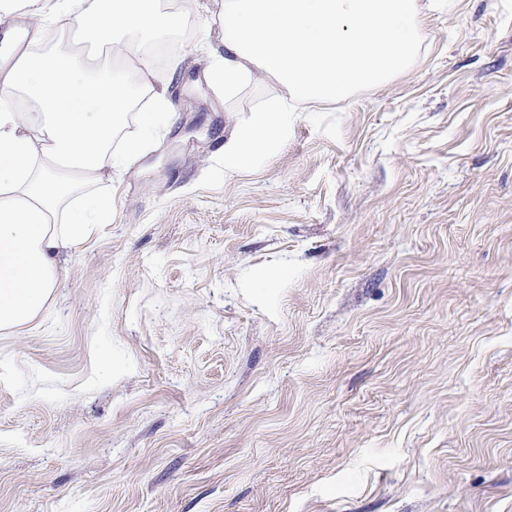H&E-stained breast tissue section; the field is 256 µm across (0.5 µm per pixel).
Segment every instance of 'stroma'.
<instances>
[{
	"instance_id": "obj_1",
	"label": "stroma",
	"mask_w": 512,
	"mask_h": 512,
	"mask_svg": "<svg viewBox=\"0 0 512 512\" xmlns=\"http://www.w3.org/2000/svg\"><path fill=\"white\" fill-rule=\"evenodd\" d=\"M187 2L166 134L0 330V512H512V0H420L406 73L231 171L281 87L216 91Z\"/></svg>"
}]
</instances>
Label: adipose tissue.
<instances>
[{"label":"adipose tissue","mask_w":512,"mask_h":512,"mask_svg":"<svg viewBox=\"0 0 512 512\" xmlns=\"http://www.w3.org/2000/svg\"><path fill=\"white\" fill-rule=\"evenodd\" d=\"M12 14L36 26L26 46L0 45V330L37 318L62 255L100 222L107 202L84 185L126 170L164 128L171 86L154 83L145 48L183 23L170 0H0ZM218 18L207 80L228 97L260 76L283 90L225 141L229 170L281 138L299 108L407 72L424 28L419 0H221ZM143 99L140 138L113 149Z\"/></svg>","instance_id":"adipose-tissue-1"}]
</instances>
